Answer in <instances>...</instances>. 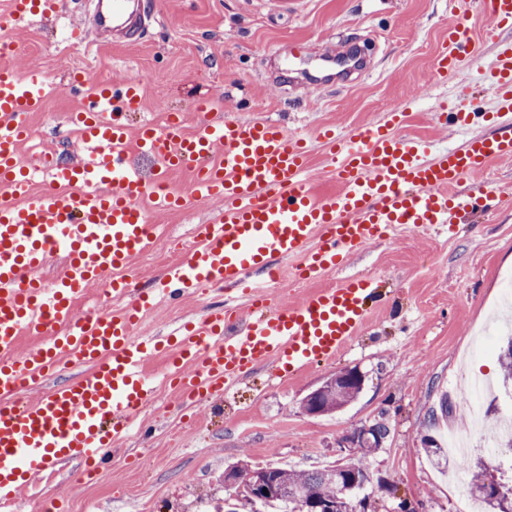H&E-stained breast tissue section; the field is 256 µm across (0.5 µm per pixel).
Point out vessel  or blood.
<instances>
[{"label":"vessel or blood","mask_w":512,"mask_h":512,"mask_svg":"<svg viewBox=\"0 0 512 512\" xmlns=\"http://www.w3.org/2000/svg\"><path fill=\"white\" fill-rule=\"evenodd\" d=\"M61 10L62 0H10L0 28L22 30ZM482 12L487 36L512 30V0H482ZM87 13L81 40L99 44L101 31L110 29L133 44L151 3L89 0ZM479 49L466 17H459L432 61L433 76L459 82L464 58ZM486 79L501 109L512 112V40L500 43ZM70 83L87 100L74 115L84 154L48 161L42 168L48 186L35 193L21 155L29 119L50 84L39 71L0 67L1 504L16 502L61 463L78 464L90 478L101 474L108 448L153 396L144 370L152 357H165L169 387L195 408L222 398L247 369L268 366L288 378L335 356L363 329L368 304L380 299L377 288L352 278L274 309L269 290L280 280V260L297 259L295 277L312 283L399 227L465 223L476 200L489 211L498 196L458 193L460 182L494 160L512 159V132L474 135L429 158L424 142L400 135L407 114L397 109L346 137L319 131L337 188L318 193L307 177L306 139L282 123L232 119L205 100L200 109L207 118L194 132L179 112L133 128L126 116L142 106L139 82L115 86L75 75ZM134 152L158 159L150 180L131 166ZM187 166L194 172L188 195L168 192L170 173ZM145 197L164 209L183 208L192 198L224 206L210 222L194 225L193 244L155 289L140 292L124 272L153 239L140 204ZM58 253L63 271L46 280L41 271ZM98 284L124 307L77 310ZM209 288L235 290L247 314L228 303L168 333L136 335L162 297ZM25 336L37 345L20 349ZM75 365L84 368L80 376L26 398L49 372Z\"/></svg>","instance_id":"obj_1"}]
</instances>
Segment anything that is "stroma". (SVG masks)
I'll return each instance as SVG.
<instances>
[{"instance_id": "35a3bbf8", "label": "stroma", "mask_w": 512, "mask_h": 512, "mask_svg": "<svg viewBox=\"0 0 512 512\" xmlns=\"http://www.w3.org/2000/svg\"><path fill=\"white\" fill-rule=\"evenodd\" d=\"M156 20L144 39L128 45L110 41L90 48L71 36L83 0H64L65 14L16 33L20 72L40 70L53 88L31 120L46 147L60 153L81 148L68 120L78 102L65 86L76 73L142 85L141 111L130 123L160 122L171 110L184 112L188 128L201 116L196 100L214 96L224 113L242 120H275L309 136L310 178L316 191L335 190L329 154L313 134L327 126L345 134L383 120L396 107L408 111L405 135L438 149L460 146L465 133L433 123L432 111L458 97L495 111L493 90L481 75L497 39L484 38L467 62L470 84L460 88L432 81L430 64L448 26L464 15L483 35L487 20L478 0H302L296 13H279L270 0H154ZM310 49L353 46L365 53L369 70L343 78L331 69L330 88L313 96L315 62L294 56L295 42ZM500 189L493 214L474 216L448 230L440 224L404 229L364 247L348 264L326 274L333 287L347 277L373 280L385 303L336 357L314 364L288 380L272 369L250 371L224 398L221 412L191 409L170 389H156L136 416L111 467L96 478L74 465L56 467L34 490L22 493L16 512H42L49 497H61L64 512H178L188 500H207L214 478L236 462L255 468L273 463L315 470L336 460L344 437L355 427L384 419L389 435L364 460L370 476L368 512H457L448 478L434 470L422 448L431 409L439 395L452 406L448 423L469 426L460 405L464 386L481 388L480 412L487 424L512 417V392L502 386V344L493 321L502 306V278L512 274V161L492 163L462 183L467 193ZM222 203L197 201L182 212L151 209L156 227L152 250L134 259L128 274L134 287H148L176 256L169 242L190 241L193 225L215 218ZM224 305L219 290L161 303L138 331L148 334L199 320ZM366 374L352 403L328 416L301 407L304 396L328 376L351 367Z\"/></svg>"}]
</instances>
